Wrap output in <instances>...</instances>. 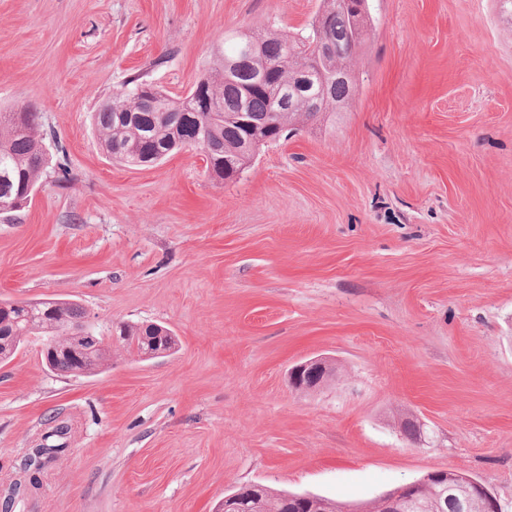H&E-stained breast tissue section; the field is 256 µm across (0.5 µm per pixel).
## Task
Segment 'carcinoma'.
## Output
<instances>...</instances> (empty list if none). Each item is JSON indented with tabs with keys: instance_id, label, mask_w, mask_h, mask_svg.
<instances>
[{
	"instance_id": "carcinoma-1",
	"label": "carcinoma",
	"mask_w": 512,
	"mask_h": 512,
	"mask_svg": "<svg viewBox=\"0 0 512 512\" xmlns=\"http://www.w3.org/2000/svg\"><path fill=\"white\" fill-rule=\"evenodd\" d=\"M347 0H321L320 11L327 21L325 49L329 57L342 56L353 63L366 42L368 31L351 36V13L344 7ZM317 40L316 23L297 37L277 30L243 33L235 38L226 53L220 54L211 70L202 76L184 96H171L154 86L144 85L141 77L127 81V86L112 94L94 113L99 144L113 161L131 168L144 166L150 153L177 152V143L199 136L212 153L207 156L206 169L213 178L232 180L250 164L251 154L241 148L242 127L234 114L245 110L257 122V145L277 140L290 125H304L327 112L336 111V104L349 99L350 86L336 80L327 71L315 72L314 80L328 83L327 96L318 111L299 106L288 110L280 98L288 92V81L299 61L306 58ZM269 64L280 66L276 75L263 87L244 98V91L255 81L257 71ZM211 102L214 110L203 112ZM39 113L32 108L19 112H0V202L22 198V190L37 184L49 158L44 147L45 135L39 130ZM84 316L83 307L75 300L50 299L33 302L30 308L16 307L10 300L0 302V350L9 351L21 345L23 336H45L47 330L72 327ZM123 329L139 349L157 350L161 346L175 351L177 339L173 331L158 323L125 324ZM101 356L84 361L60 353L54 357L53 368L83 375L94 374ZM67 426L59 424L44 435V443L31 449L20 462L22 476L0 494V509L11 512L17 501L32 496L40 489L46 466L67 450L61 441ZM245 512H348V505L322 498L319 507H304L296 502L285 503L287 494L269 488L241 494ZM425 512H457L451 498L438 497L429 490L421 496Z\"/></svg>"
}]
</instances>
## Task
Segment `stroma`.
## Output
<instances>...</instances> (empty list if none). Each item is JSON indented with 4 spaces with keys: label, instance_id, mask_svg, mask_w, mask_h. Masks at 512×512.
I'll return each instance as SVG.
<instances>
[{
    "label": "stroma",
    "instance_id": "35a3bbf8",
    "mask_svg": "<svg viewBox=\"0 0 512 512\" xmlns=\"http://www.w3.org/2000/svg\"><path fill=\"white\" fill-rule=\"evenodd\" d=\"M320 0H0V110L66 150L13 223L0 300L78 301L101 334L160 323L144 359L0 364V490L54 423L68 452L16 512H217L246 484L370 504L445 470L512 512V23L497 0H369L351 107L236 179L187 149L127 168L92 114L135 75L181 95L227 41L304 31ZM326 358L336 379L295 390ZM416 419L421 439L403 435ZM123 329L126 331L127 336H132L131 340L135 341L140 350H147L150 345L152 350H157V336H167L159 342V346L164 350L170 351L172 354L177 346V339L174 332L167 326L158 323L149 324H123ZM163 330L164 335H160ZM173 334V335H172ZM159 350L153 356H165L169 354L168 351ZM101 359L100 355H96L91 358H87L85 361H77L67 354L59 353L54 357V362H52V366L54 369L59 371H55L58 373H69L68 375L80 376V375H92L94 374L98 367L99 361ZM81 371L79 374L71 373L73 371ZM61 371V372H60ZM328 365V362L321 358L309 359L295 365L290 371L291 385L297 390H312L322 386L333 376V372H331V368ZM304 371H315L317 373V378L313 382L309 383L306 388L299 389L296 387L298 382L297 375Z\"/></svg>",
    "mask_w": 512,
    "mask_h": 512
}]
</instances>
